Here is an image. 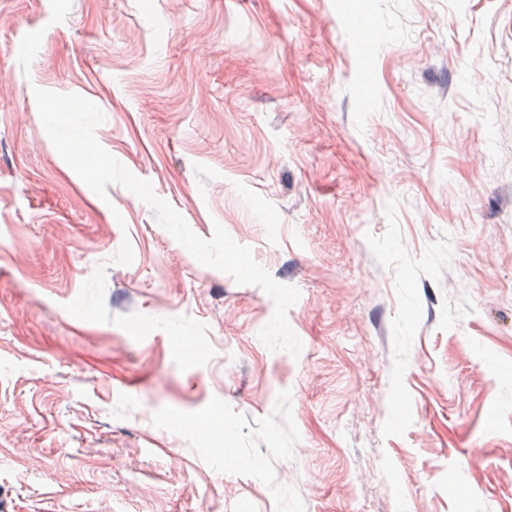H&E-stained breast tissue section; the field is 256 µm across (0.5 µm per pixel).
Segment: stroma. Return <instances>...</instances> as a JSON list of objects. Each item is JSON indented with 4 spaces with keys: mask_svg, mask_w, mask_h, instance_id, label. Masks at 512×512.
Here are the masks:
<instances>
[{
    "mask_svg": "<svg viewBox=\"0 0 512 512\" xmlns=\"http://www.w3.org/2000/svg\"><path fill=\"white\" fill-rule=\"evenodd\" d=\"M511 128L512 0H0V512H512Z\"/></svg>",
    "mask_w": 512,
    "mask_h": 512,
    "instance_id": "35a3bbf8",
    "label": "stroma"
}]
</instances>
